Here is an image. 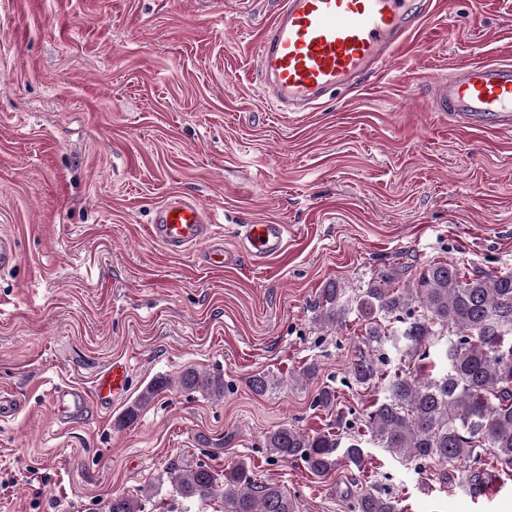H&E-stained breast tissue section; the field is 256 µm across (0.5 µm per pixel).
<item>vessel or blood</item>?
<instances>
[{
  "label": "vessel or blood",
  "instance_id": "vessel-or-blood-1",
  "mask_svg": "<svg viewBox=\"0 0 512 512\" xmlns=\"http://www.w3.org/2000/svg\"><path fill=\"white\" fill-rule=\"evenodd\" d=\"M433 11V0H281L256 46L262 91L277 111L303 112L327 94L382 74L411 34ZM433 107L498 130L512 128V62L491 60L457 67L449 76L429 75ZM212 222L197 203L174 197L155 212L153 240L172 254L190 250L211 233ZM283 224H243L246 251L262 261L281 252ZM130 384V366L112 360L91 392L57 387L51 403L58 419L78 414L85 401L107 411Z\"/></svg>",
  "mask_w": 512,
  "mask_h": 512
}]
</instances>
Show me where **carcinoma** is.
Instances as JSON below:
<instances>
[{"instance_id":"carcinoma-1","label":"carcinoma","mask_w":512,"mask_h":512,"mask_svg":"<svg viewBox=\"0 0 512 512\" xmlns=\"http://www.w3.org/2000/svg\"><path fill=\"white\" fill-rule=\"evenodd\" d=\"M318 308L323 324L342 327L354 312L364 325L351 375L361 388L379 389L362 412L374 441L405 459L462 465L472 487L484 481L485 448L494 449L497 462L512 470V271L469 270L434 260L407 279L396 269L382 272L352 297L330 282L320 289ZM386 346L412 367L383 373L372 353L382 361ZM433 351L444 365L437 375L427 371ZM179 384L188 391L224 396L220 374L187 370ZM168 387L164 378L147 386L125 422H132ZM340 444L331 432L310 435L287 426L265 436L271 454L301 461L316 477L343 466H362L361 443ZM170 479L186 499L207 501L224 493V512H297L283 489L255 483L243 462L222 475L203 464L189 471L175 467ZM348 508L398 512L396 501L359 489L350 492ZM108 512H144V504L114 496Z\"/></svg>"}]
</instances>
